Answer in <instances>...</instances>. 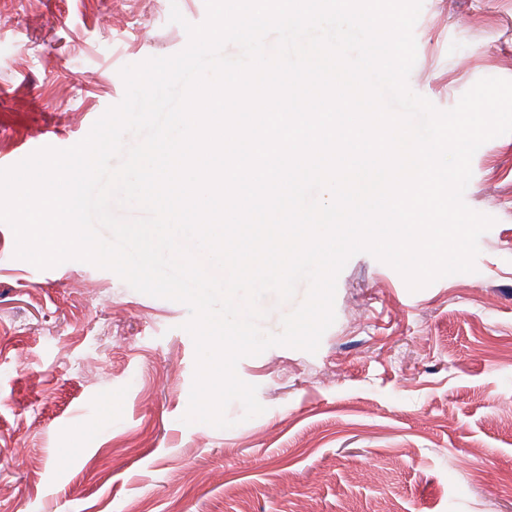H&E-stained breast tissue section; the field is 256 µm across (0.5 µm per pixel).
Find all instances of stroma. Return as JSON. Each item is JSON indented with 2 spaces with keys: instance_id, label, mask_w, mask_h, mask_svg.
Returning <instances> with one entry per match:
<instances>
[{
  "instance_id": "35a3bbf8",
  "label": "stroma",
  "mask_w": 512,
  "mask_h": 512,
  "mask_svg": "<svg viewBox=\"0 0 512 512\" xmlns=\"http://www.w3.org/2000/svg\"><path fill=\"white\" fill-rule=\"evenodd\" d=\"M205 0H0V168L70 148L125 95L123 67L188 42ZM410 89L453 108L512 80V0H424ZM494 217L476 270L410 291L367 253L337 279L316 353L242 358L264 413L185 424L182 303L115 272L16 258L0 223V512H512V134L471 161Z\"/></svg>"
}]
</instances>
